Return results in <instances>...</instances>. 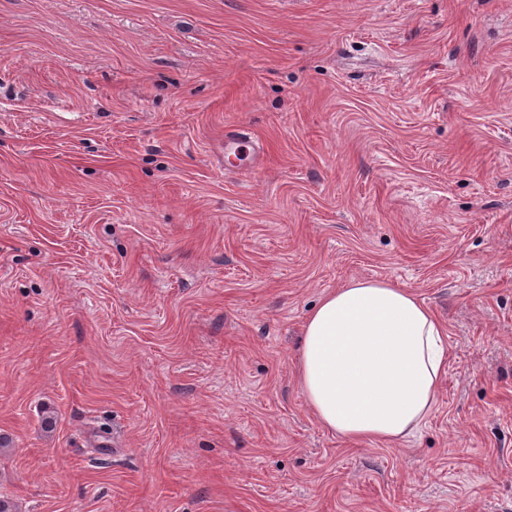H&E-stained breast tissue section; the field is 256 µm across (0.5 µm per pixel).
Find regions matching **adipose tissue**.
Listing matches in <instances>:
<instances>
[{
    "label": "adipose tissue",
    "instance_id": "1",
    "mask_svg": "<svg viewBox=\"0 0 512 512\" xmlns=\"http://www.w3.org/2000/svg\"><path fill=\"white\" fill-rule=\"evenodd\" d=\"M448 331L410 289L353 280L308 315L298 381L319 424L354 443L393 446L432 415Z\"/></svg>",
    "mask_w": 512,
    "mask_h": 512
}]
</instances>
